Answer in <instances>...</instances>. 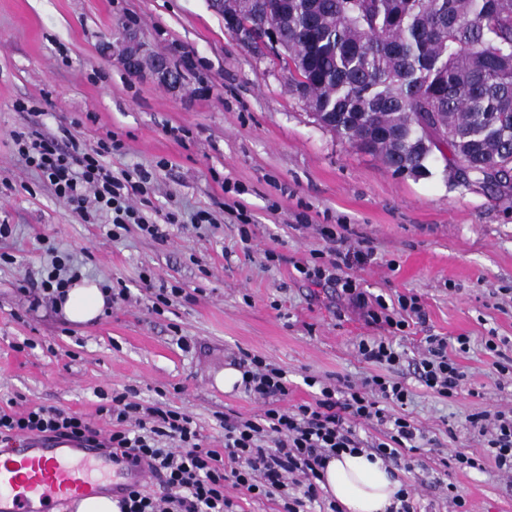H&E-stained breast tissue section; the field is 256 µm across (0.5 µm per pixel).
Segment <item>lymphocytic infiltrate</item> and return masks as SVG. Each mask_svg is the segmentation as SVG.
I'll use <instances>...</instances> for the list:
<instances>
[{
    "label": "lymphocytic infiltrate",
    "instance_id": "f902f5d3",
    "mask_svg": "<svg viewBox=\"0 0 512 512\" xmlns=\"http://www.w3.org/2000/svg\"><path fill=\"white\" fill-rule=\"evenodd\" d=\"M19 156L48 183L54 193L74 206L84 221L100 219L120 228L136 224L147 234L159 233L140 210L130 204L145 195L149 175L123 184L98 158L80 151L74 140L59 143L37 129L13 131ZM327 262L298 271L313 284L340 285L347 298L364 307L369 323L404 331L410 319H423L416 296L401 295L396 306L385 297H367L350 275V269L366 264L372 249L349 244L346 237L326 231ZM66 257L56 255L41 276L39 287L29 289L31 305L52 304L64 295L74 275ZM418 377L432 393L451 398L461 389L465 374L448 355V339L426 336ZM242 383L247 392L265 405L262 414L246 418L221 415L224 445L208 448L192 417L161 405H143L130 392H113L110 404L99 406L112 429L101 434L83 415L55 406H39L23 412L0 408V444L21 437L64 438L79 445L104 449L112 457L143 464L157 481L148 491L142 485L123 488L121 512H234L224 494L226 486L246 489L257 498L279 502V512H302L318 500V480L324 462L341 451L362 449L356 433L359 423L379 426L382 436L372 444L383 460L397 459L403 450H415L423 433L403 408L410 392L402 382L373 375L353 382L322 384L310 402L285 406L288 395L281 368L258 355L244 354ZM471 428L485 436L494 451L499 470L512 474V410L469 415Z\"/></svg>",
    "mask_w": 512,
    "mask_h": 512
}]
</instances>
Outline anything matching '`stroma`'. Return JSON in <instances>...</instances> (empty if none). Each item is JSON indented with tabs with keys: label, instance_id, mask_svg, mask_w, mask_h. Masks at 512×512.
<instances>
[{
	"label": "stroma",
	"instance_id": "35a3bbf8",
	"mask_svg": "<svg viewBox=\"0 0 512 512\" xmlns=\"http://www.w3.org/2000/svg\"><path fill=\"white\" fill-rule=\"evenodd\" d=\"M133 29L184 75L174 93L129 74L100 52ZM30 125L46 136L70 133L86 150L109 145L114 175L149 171L150 205L161 237L127 225L112 239L88 224L19 160L11 133ZM410 177L322 128L288 91L271 54L244 47L207 0H0V406H57L98 416L101 394L130 389L142 404L162 402L193 417L205 446L224 445L218 414L250 417L264 406L215 378L243 353L286 372L289 404L312 401L305 383L379 373L361 360L360 339L379 335L335 286L308 283L295 263H318L323 228L373 249L351 275L369 295H414L425 312L396 343L406 353L393 371L412 392L408 411L424 440L397 465L415 512H448L449 491L470 512H512V480L495 465L467 419L512 408V202L451 180L442 157ZM253 222L240 240L236 207ZM199 210L215 221L189 222ZM183 224L164 223L166 213ZM54 243L85 277L126 288L100 322L75 329L51 306H31L27 278ZM286 255L267 261V249ZM174 288L163 313L142 283ZM468 337L450 348L466 374L452 398L418 381L419 340ZM495 338L498 349L485 347ZM187 339L182 349L179 339ZM462 452L480 468H458Z\"/></svg>",
	"mask_w": 512,
	"mask_h": 512
}]
</instances>
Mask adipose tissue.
<instances>
[{"label": "adipose tissue", "instance_id": "obj_1", "mask_svg": "<svg viewBox=\"0 0 512 512\" xmlns=\"http://www.w3.org/2000/svg\"><path fill=\"white\" fill-rule=\"evenodd\" d=\"M109 297L98 281L83 277L73 282L55 309L66 323L86 327L105 314ZM320 486L342 512H390L399 504L402 483L378 456L344 451L327 460Z\"/></svg>", "mask_w": 512, "mask_h": 512}]
</instances>
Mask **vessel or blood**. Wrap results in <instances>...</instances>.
<instances>
[{"label": "vessel or blood", "mask_w": 512, "mask_h": 512, "mask_svg": "<svg viewBox=\"0 0 512 512\" xmlns=\"http://www.w3.org/2000/svg\"><path fill=\"white\" fill-rule=\"evenodd\" d=\"M117 474L133 484L144 471L116 463L95 448L18 443L0 460V512H49L58 501L111 493Z\"/></svg>", "instance_id": "vessel-or-blood-1"}]
</instances>
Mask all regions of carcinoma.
<instances>
[{"label":"carcinoma","mask_w":512,"mask_h":512,"mask_svg":"<svg viewBox=\"0 0 512 512\" xmlns=\"http://www.w3.org/2000/svg\"><path fill=\"white\" fill-rule=\"evenodd\" d=\"M288 9L283 67L329 131L398 174L448 148L458 182L512 199V0H262Z\"/></svg>","instance_id":"obj_1"}]
</instances>
